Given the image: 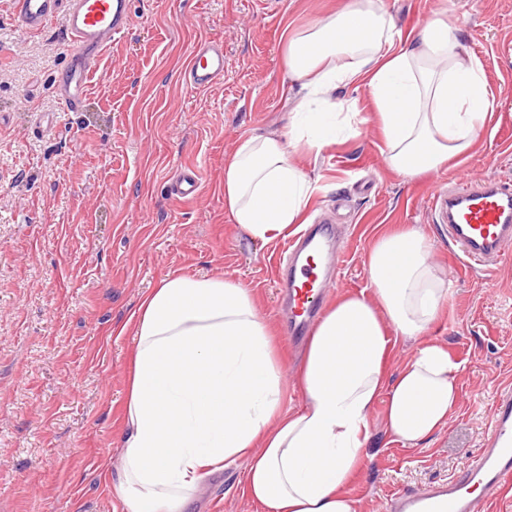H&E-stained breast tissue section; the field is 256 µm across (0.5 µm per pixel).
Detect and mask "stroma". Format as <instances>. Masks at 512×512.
Returning <instances> with one entry per match:
<instances>
[{"mask_svg":"<svg viewBox=\"0 0 512 512\" xmlns=\"http://www.w3.org/2000/svg\"><path fill=\"white\" fill-rule=\"evenodd\" d=\"M355 0H132L133 26L105 52L82 108L53 84L65 63L61 21L26 32L0 0V512H122L103 466L119 459L134 347L121 327L172 274L230 277L251 288L295 377L304 351L280 333L275 269L283 240L265 244L224 210V164L251 133L289 127L300 87L282 67L286 27L301 30ZM399 30L444 15L484 68L498 107L458 166L417 178L387 166L367 88L342 87L360 113L320 151L299 146L318 189L305 221L336 214L346 258L334 296L358 293L384 228L414 224L433 242L451 292L428 337L462 363L445 431L408 448L371 418L374 449L350 484L359 512H384L397 491L444 483L477 454L497 392L512 383V262L471 272L454 260L448 186L512 179V0H383ZM224 44V77L185 81L194 44ZM185 167L191 200L169 185ZM244 467L204 476L186 512H262Z\"/></svg>","mask_w":512,"mask_h":512,"instance_id":"1","label":"stroma"}]
</instances>
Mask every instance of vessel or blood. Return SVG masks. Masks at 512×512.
<instances>
[{"label": "vessel or blood", "mask_w": 512, "mask_h": 512, "mask_svg": "<svg viewBox=\"0 0 512 512\" xmlns=\"http://www.w3.org/2000/svg\"><path fill=\"white\" fill-rule=\"evenodd\" d=\"M13 12L28 31L43 30L63 16L69 52L54 84L56 97L73 112L86 99L88 81L104 52L132 26L131 0H12ZM224 76V46L198 41L192 50L187 83L211 87ZM336 228L320 221L308 226L290 246L277 279L288 298L284 332L290 340L306 336L328 296V277L338 271ZM448 239L462 253L460 264L476 270L512 258V181L468 179L448 190ZM512 482V386L497 397L484 449L447 483L416 492H399L387 501L389 512H476L469 491L492 498Z\"/></svg>", "instance_id": "b4317fda"}]
</instances>
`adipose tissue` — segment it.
Masks as SVG:
<instances>
[{
    "mask_svg": "<svg viewBox=\"0 0 512 512\" xmlns=\"http://www.w3.org/2000/svg\"><path fill=\"white\" fill-rule=\"evenodd\" d=\"M288 78L304 91L295 131L240 138L224 165L232 223L270 243L287 237L315 186L295 161L342 129L336 88L366 86L386 163L417 177L465 156L496 97L480 61L445 19L402 36L381 0L286 36ZM416 226L380 234L367 261L369 294L341 298L307 343L297 383L301 409L283 404V370L251 289L227 277H166L130 321L135 351L119 467L124 512H184L201 478L240 462L245 491L263 512H359L346 491L385 405L391 437L416 447L443 431L459 398V364L425 335L448 298L446 274ZM417 347L397 377L395 338Z\"/></svg>",
    "mask_w": 512,
    "mask_h": 512,
    "instance_id": "1",
    "label": "adipose tissue"
}]
</instances>
